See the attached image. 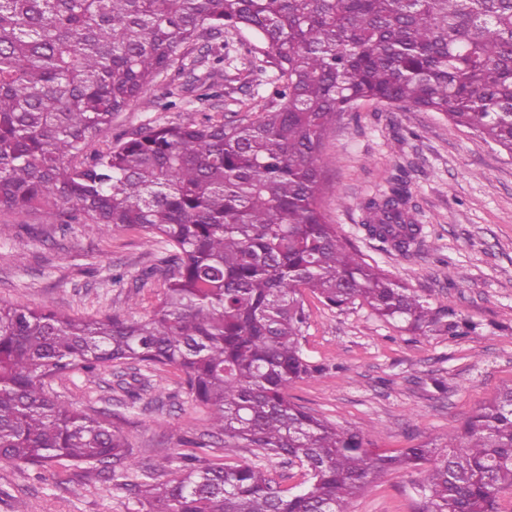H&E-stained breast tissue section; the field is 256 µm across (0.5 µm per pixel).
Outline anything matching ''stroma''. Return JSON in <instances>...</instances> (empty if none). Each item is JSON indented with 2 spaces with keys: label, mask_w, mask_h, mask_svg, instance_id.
<instances>
[{
  "label": "stroma",
  "mask_w": 512,
  "mask_h": 512,
  "mask_svg": "<svg viewBox=\"0 0 512 512\" xmlns=\"http://www.w3.org/2000/svg\"><path fill=\"white\" fill-rule=\"evenodd\" d=\"M247 31L224 37L217 95L198 103L191 86L207 76L171 68L146 100L117 114L86 156L138 129L185 120L186 109L237 123L254 119L274 99L270 74L252 72ZM182 89L181 107L161 110L167 89ZM320 205L328 223L362 260L436 305L453 306L477 323L475 334L451 339L415 336L380 319L364 304L324 305L312 293L305 354L326 365L321 376L289 385L292 402L337 427L396 454L440 442L451 428L512 387V155L438 112L366 102L339 116L323 142ZM405 181L422 227L419 251L402 255L372 239L364 202ZM163 240L135 228L61 227L45 210L0 209V301L50 305L86 320L151 314L163 292L146 270L170 256ZM444 380L447 391L435 389ZM51 393L92 416L108 415L126 439L131 482H166L176 456L210 463L251 460L246 448H203L211 412L186 390L181 372L144 364L111 366L89 378L67 372ZM411 474L392 470L354 497L349 512H414ZM135 498L115 489L108 468L24 466L0 462V512H138Z\"/></svg>",
  "instance_id": "stroma-1"
}]
</instances>
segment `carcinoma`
<instances>
[{
	"mask_svg": "<svg viewBox=\"0 0 512 512\" xmlns=\"http://www.w3.org/2000/svg\"><path fill=\"white\" fill-rule=\"evenodd\" d=\"M246 30L275 101L247 123L159 124L98 151L90 142L137 103L182 44ZM363 101L429 110L512 155V0H0V208L140 228L174 253L152 314L82 320L0 303V460L122 461L106 419L59 402L54 376L113 364L174 366L212 410L226 448L286 458L284 488L256 462L199 463L135 486L143 512H349L387 471L420 474L416 512H501L512 491V387L397 455L288 399L324 372L302 340L303 291L357 301L417 336L478 325L434 306L349 251L319 202L321 151ZM403 184L368 199L369 236L400 254L422 243Z\"/></svg>",
	"mask_w": 512,
	"mask_h": 512,
	"instance_id": "carcinoma-1",
	"label": "carcinoma"
}]
</instances>
